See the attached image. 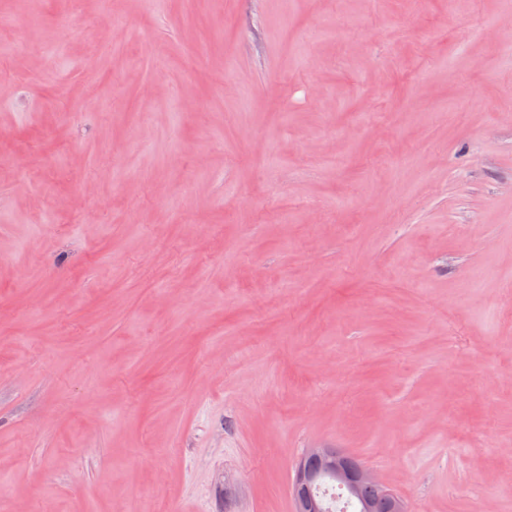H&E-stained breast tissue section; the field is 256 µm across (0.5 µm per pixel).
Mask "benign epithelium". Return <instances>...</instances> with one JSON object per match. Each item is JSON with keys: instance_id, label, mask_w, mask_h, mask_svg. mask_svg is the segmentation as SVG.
Listing matches in <instances>:
<instances>
[{"instance_id": "1", "label": "benign epithelium", "mask_w": 512, "mask_h": 512, "mask_svg": "<svg viewBox=\"0 0 512 512\" xmlns=\"http://www.w3.org/2000/svg\"><path fill=\"white\" fill-rule=\"evenodd\" d=\"M348 455L336 448H309L297 460L291 476L290 493L302 512H322L324 503L317 494L321 484L331 482L342 488L356 512H372V504L361 497V488L371 485L392 504L393 512H407L404 502L383 480L363 467L347 464Z\"/></svg>"}]
</instances>
